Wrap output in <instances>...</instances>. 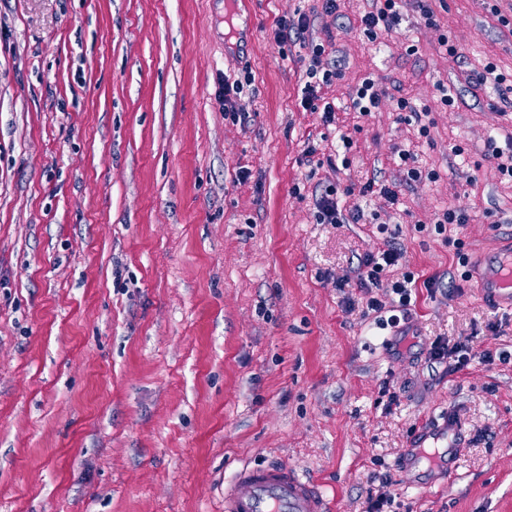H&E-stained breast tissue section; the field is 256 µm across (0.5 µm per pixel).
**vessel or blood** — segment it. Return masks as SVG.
I'll use <instances>...</instances> for the list:
<instances>
[{
    "label": "vessel or blood",
    "mask_w": 512,
    "mask_h": 512,
    "mask_svg": "<svg viewBox=\"0 0 512 512\" xmlns=\"http://www.w3.org/2000/svg\"><path fill=\"white\" fill-rule=\"evenodd\" d=\"M475 279L483 303L512 306V241L476 270ZM464 440L454 413L428 418L401 451L396 468L413 474L415 489L430 491L437 476L453 474ZM224 512H332V505L320 482L294 467L268 462L238 472L224 492Z\"/></svg>",
    "instance_id": "1"
}]
</instances>
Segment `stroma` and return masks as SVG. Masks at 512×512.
Returning a JSON list of instances; mask_svg holds the SVG:
<instances>
[{"label":"stroma","instance_id":"35a3bbf8","mask_svg":"<svg viewBox=\"0 0 512 512\" xmlns=\"http://www.w3.org/2000/svg\"><path fill=\"white\" fill-rule=\"evenodd\" d=\"M427 5L402 0L371 39L370 0H249L252 37L230 52L225 0H0V512H224L234 473L269 461L364 512L371 473L448 407L467 439L454 478L421 495L396 475L395 512H512V362L427 366L438 336L512 354V309L475 297L431 226L468 209L451 234L472 260L512 238L491 152L512 147V108L470 92L486 61L512 74V34L484 0ZM298 13L308 30L276 39ZM315 43L330 124L299 105ZM245 69L234 122L216 91ZM403 149L436 179L406 183ZM370 180L398 202L359 197ZM332 186L358 222H316ZM387 236L440 281L413 290L403 338L397 303L342 304ZM379 93L375 89V84L370 79H364L356 90L354 106L359 109L363 116L372 114V108L375 109L379 104Z\"/></svg>","mask_w":512,"mask_h":512}]
</instances>
